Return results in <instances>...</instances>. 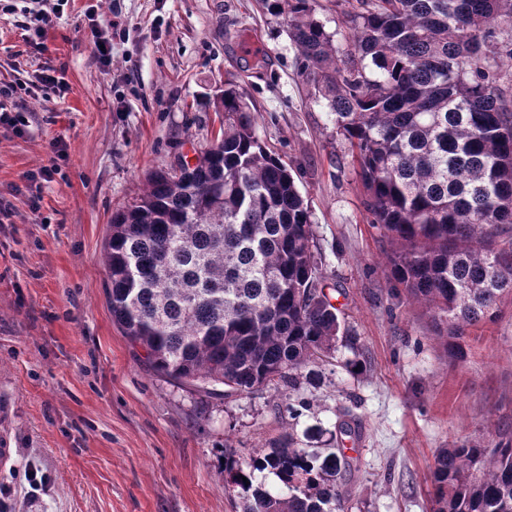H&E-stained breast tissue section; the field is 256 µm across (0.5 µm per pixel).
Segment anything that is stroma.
I'll return each instance as SVG.
<instances>
[{"label": "stroma", "mask_w": 512, "mask_h": 512, "mask_svg": "<svg viewBox=\"0 0 512 512\" xmlns=\"http://www.w3.org/2000/svg\"><path fill=\"white\" fill-rule=\"evenodd\" d=\"M43 16L42 45L26 43ZM111 21L106 68L90 25ZM228 82L308 202L320 285L356 344L309 364L295 392L206 399L153 372L113 322L102 254L148 173L209 145ZM20 84L19 122L0 124V431L17 448L0 512H235L225 449L262 451L288 429L324 448L343 419L362 430L345 512H430L436 450L512 430V301L449 360L447 323L391 280L350 144L260 0H0V88Z\"/></svg>", "instance_id": "1"}]
</instances>
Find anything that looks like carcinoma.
I'll return each instance as SVG.
<instances>
[{
    "mask_svg": "<svg viewBox=\"0 0 512 512\" xmlns=\"http://www.w3.org/2000/svg\"><path fill=\"white\" fill-rule=\"evenodd\" d=\"M315 0H263L282 18L301 75L349 141L370 223L406 297L465 330L512 297V0H345L347 49ZM224 127L182 177L152 172L112 214L104 241L113 321L177 386L224 397L282 385L331 355L341 324L319 288L308 204L256 134L245 94L224 87ZM241 512H344L342 448L224 453ZM267 472L273 493L256 480ZM432 512H512V432L438 449Z\"/></svg>",
    "mask_w": 512,
    "mask_h": 512,
    "instance_id": "1",
    "label": "carcinoma"
}]
</instances>
